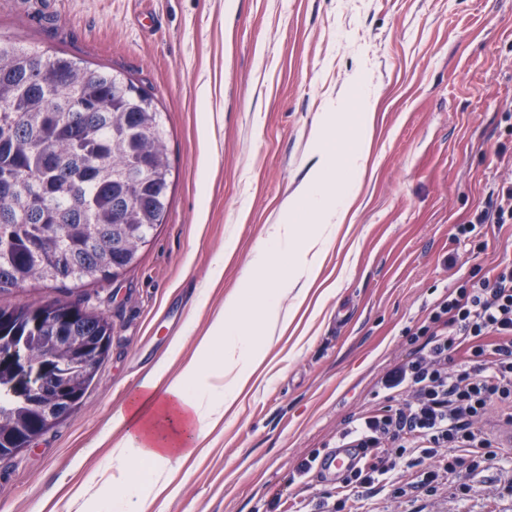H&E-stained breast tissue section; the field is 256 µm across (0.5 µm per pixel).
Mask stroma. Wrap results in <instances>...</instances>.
I'll return each instance as SVG.
<instances>
[{
	"label": "stroma",
	"mask_w": 512,
	"mask_h": 512,
	"mask_svg": "<svg viewBox=\"0 0 512 512\" xmlns=\"http://www.w3.org/2000/svg\"><path fill=\"white\" fill-rule=\"evenodd\" d=\"M0 34L132 79L164 115L172 165L167 213L134 268L99 284L0 292L3 307L60 298L112 322L82 408L0 459V512H64L60 477L79 482L108 455L107 443L85 448L145 368L190 322L179 371L239 289L307 173L328 104L357 78L374 90L362 197L322 255L318 288L300 306L284 299L296 313L258 383L176 472V494L149 510L316 512L336 479L293 481L301 463L335 447L353 415L383 406L381 378L416 350L409 332L440 295L512 262V225L452 238L512 178V0H0ZM230 234L236 252L209 284ZM503 454L477 470L461 457L435 495L380 494L363 508L512 512V447Z\"/></svg>",
	"instance_id": "obj_1"
}]
</instances>
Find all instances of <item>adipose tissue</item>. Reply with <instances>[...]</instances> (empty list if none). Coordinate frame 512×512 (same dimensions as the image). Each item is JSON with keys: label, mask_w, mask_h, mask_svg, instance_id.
Segmentation results:
<instances>
[{"label": "adipose tissue", "mask_w": 512, "mask_h": 512, "mask_svg": "<svg viewBox=\"0 0 512 512\" xmlns=\"http://www.w3.org/2000/svg\"><path fill=\"white\" fill-rule=\"evenodd\" d=\"M360 131L366 113L326 112L313 137L308 172L285 203L278 223L269 225L248 264L242 286L228 295L208 331L198 340L197 355L179 374L168 369L171 352L143 376L137 390L101 430L99 442H111L102 467L87 473L71 489L81 512H148L150 494L170 483L173 463L188 458L204 432L222 420L226 410L252 380L258 366L279 341L292 317L282 306L288 294L305 300L319 272L318 258L332 242L360 194L366 157L362 143L338 152L326 134L337 121ZM304 223H297V216ZM270 273V286L251 329H242L239 313L252 300L253 274Z\"/></svg>", "instance_id": "1"}]
</instances>
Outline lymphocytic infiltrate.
Instances as JSON below:
<instances>
[{"label":"lymphocytic infiltrate","instance_id":"lymphocytic-infiltrate-1","mask_svg":"<svg viewBox=\"0 0 512 512\" xmlns=\"http://www.w3.org/2000/svg\"><path fill=\"white\" fill-rule=\"evenodd\" d=\"M479 224H512V180L456 225L455 240H468ZM417 333L422 346L381 380L388 406L359 415L340 439L361 449L362 463L337 485L333 512H358V501L385 490L436 494L460 450L476 468L499 457L484 418L493 410L512 426V264L438 299ZM401 466L411 472L403 483L392 477Z\"/></svg>","mask_w":512,"mask_h":512}]
</instances>
